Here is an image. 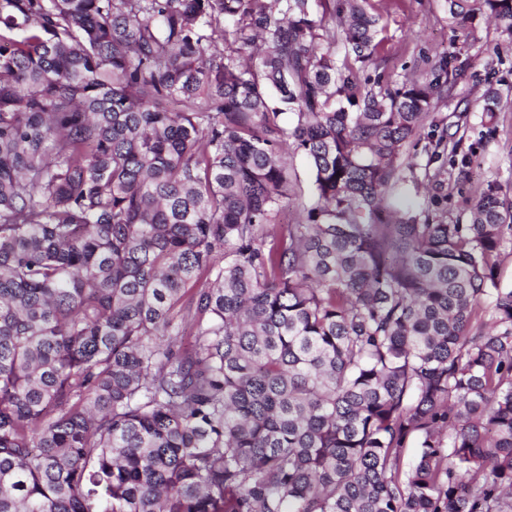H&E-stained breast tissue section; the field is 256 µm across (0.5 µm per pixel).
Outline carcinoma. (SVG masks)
I'll use <instances>...</instances> for the list:
<instances>
[{"label": "carcinoma", "mask_w": 512, "mask_h": 512, "mask_svg": "<svg viewBox=\"0 0 512 512\" xmlns=\"http://www.w3.org/2000/svg\"><path fill=\"white\" fill-rule=\"evenodd\" d=\"M447 3L512 35V0ZM383 30L367 0H0V512H512V198L387 199L463 62L372 82ZM288 143L314 189L281 225Z\"/></svg>", "instance_id": "1"}]
</instances>
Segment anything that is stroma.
Returning a JSON list of instances; mask_svg holds the SVG:
<instances>
[{"label": "stroma", "mask_w": 512, "mask_h": 512, "mask_svg": "<svg viewBox=\"0 0 512 512\" xmlns=\"http://www.w3.org/2000/svg\"><path fill=\"white\" fill-rule=\"evenodd\" d=\"M382 17L384 42L365 74L397 88L408 78H422L439 56L460 52L466 65L452 97L434 109L437 126H424L419 137L403 149L404 174L416 178L418 199L436 220L465 218L479 186L497 182L512 196V37L498 26L484 29L481 38L464 47L448 24L446 0H370ZM499 89L503 103L494 121L484 119L479 101L487 88ZM457 142L458 163L433 159L439 135ZM297 176L296 195L279 215L283 224L302 217V205L313 190L304 156L289 151Z\"/></svg>", "instance_id": "35a3bbf8"}]
</instances>
